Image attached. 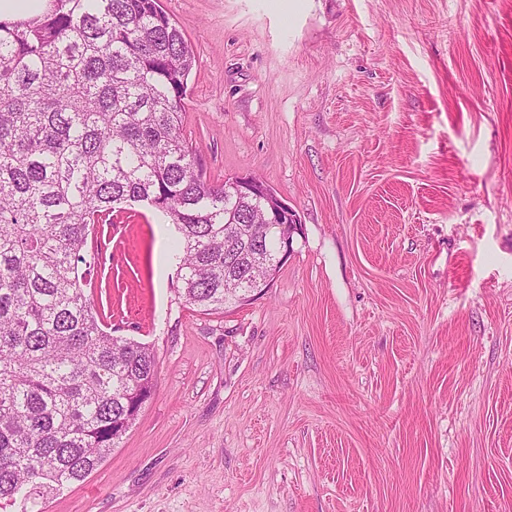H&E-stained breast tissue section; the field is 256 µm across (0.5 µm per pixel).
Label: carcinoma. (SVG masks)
<instances>
[{
	"instance_id": "obj_1",
	"label": "carcinoma",
	"mask_w": 512,
	"mask_h": 512,
	"mask_svg": "<svg viewBox=\"0 0 512 512\" xmlns=\"http://www.w3.org/2000/svg\"><path fill=\"white\" fill-rule=\"evenodd\" d=\"M196 56L159 0H52L0 21V512L82 482L151 397L152 350L102 324L90 226L135 205L177 229V289L208 314L247 301L281 224L212 184L182 133Z\"/></svg>"
}]
</instances>
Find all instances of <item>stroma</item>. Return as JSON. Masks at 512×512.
<instances>
[{
  "mask_svg": "<svg viewBox=\"0 0 512 512\" xmlns=\"http://www.w3.org/2000/svg\"><path fill=\"white\" fill-rule=\"evenodd\" d=\"M160 5L208 179H261L302 232L205 314L174 225L91 228L100 318L157 382L44 512H512V0Z\"/></svg>",
  "mask_w": 512,
  "mask_h": 512,
  "instance_id": "obj_1",
  "label": "stroma"
}]
</instances>
